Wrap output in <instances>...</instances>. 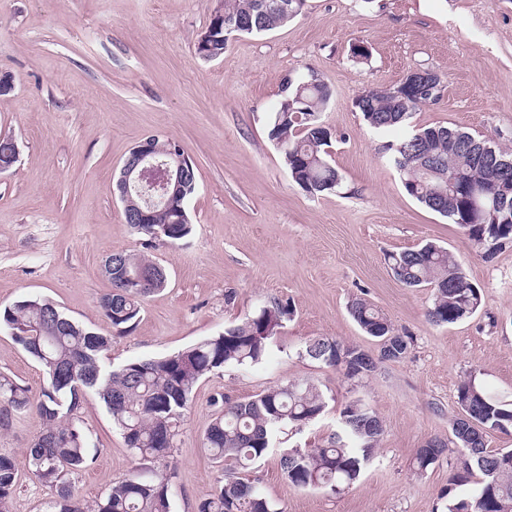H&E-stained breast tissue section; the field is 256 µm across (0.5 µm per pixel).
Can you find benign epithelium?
<instances>
[{
	"label": "benign epithelium",
	"instance_id": "1",
	"mask_svg": "<svg viewBox=\"0 0 512 512\" xmlns=\"http://www.w3.org/2000/svg\"><path fill=\"white\" fill-rule=\"evenodd\" d=\"M410 87L424 93L427 91L441 92L440 77L432 72L421 70L411 71L404 80ZM157 137L149 136L134 147L132 154L122 166L115 189L120 202L127 206L132 200V191L137 185L145 181H153L157 185V203L170 205L172 203L183 206L186 197L183 191V175L189 169L184 164V158L171 154L169 159L159 158V152L155 146Z\"/></svg>",
	"mask_w": 512,
	"mask_h": 512
}]
</instances>
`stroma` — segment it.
I'll return each mask as SVG.
<instances>
[{
    "label": "stroma",
    "instance_id": "stroma-1",
    "mask_svg": "<svg viewBox=\"0 0 512 512\" xmlns=\"http://www.w3.org/2000/svg\"><path fill=\"white\" fill-rule=\"evenodd\" d=\"M223 0H0V71L15 89L0 97V136L15 139L16 165L0 174V307L35 295L111 337L112 367L185 349L283 303L291 314L268 358L249 370L212 373L194 388L170 457L172 512H198L220 477L202 446L216 394L242 400L309 380L323 391V415L279 432L276 451L249 474L278 512H447L458 452L424 473L416 452L448 439L457 389L475 376L512 400V243L485 256L464 229L409 196L388 160L400 130L371 129L354 102L399 84L410 71L437 73L445 90L413 112L407 129L447 126L512 150V0H306L287 25L230 39L205 60L195 44ZM362 45L368 51L353 53ZM315 70L332 91L321 114L332 134L341 184L313 196L290 177L267 136L284 76ZM158 136L179 142L197 173L189 236L146 246L113 195L131 149ZM448 248L481 296L478 311L432 323L430 287L409 288L386 255L426 242ZM147 252L169 275L135 325L119 332L100 307L110 282L106 258ZM362 299L411 338L408 355L379 363L358 382L303 356L327 336L378 355L380 343L349 314ZM0 375L38 397L44 375L10 331L0 329ZM362 400L380 418L379 449L339 495L299 489L277 451L312 448L335 430L345 403ZM93 463L70 475L81 499L102 497L136 466L103 403L89 397L79 418ZM40 423L29 412L0 425V453L14 457L11 512H46L52 488L33 480L25 449Z\"/></svg>",
    "mask_w": 512,
    "mask_h": 512
}]
</instances>
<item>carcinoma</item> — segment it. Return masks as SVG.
<instances>
[{
  "label": "carcinoma",
  "mask_w": 512,
  "mask_h": 512,
  "mask_svg": "<svg viewBox=\"0 0 512 512\" xmlns=\"http://www.w3.org/2000/svg\"><path fill=\"white\" fill-rule=\"evenodd\" d=\"M273 0H224V15L248 25L246 34H260L287 24L298 14L292 4L284 13L271 7ZM305 101L298 110L295 97ZM329 87L310 75L283 79L280 99L269 116L268 138L281 153L292 180L303 190L330 193L341 176L328 160L330 132L319 114L329 101ZM432 103L426 95L409 96L401 88L378 89L358 97L355 107L366 124L387 130L404 124L421 107ZM473 144L488 142L445 126L411 131L395 146L391 162L399 172L406 192L426 208L463 228L469 240L492 254L512 243V168L496 169L493 161L507 157L499 149L488 152L487 162L473 153ZM146 224L132 228L153 243L156 230L173 243L192 231L189 214L171 205L156 204L148 210ZM116 261L129 269H140L148 286L129 288L124 271L115 268L109 279L112 291L101 299V307L112 325L130 328L139 316L145 298L164 289L156 278L158 264L144 253L116 252ZM397 280L407 287L428 286L433 290L428 310L431 322L455 324L472 316L480 306L478 288L467 278L447 249L428 242L417 249L388 255ZM52 302L26 296L0 309V328L40 365L45 384L36 399L5 376H0V420L11 412L32 411L41 430L27 448L31 474L37 482L55 489L48 512H171L169 477L145 474L136 468L114 483L103 498L88 503L74 492L68 475L93 463L86 435L78 425L87 397L97 395L120 430L132 454L143 462L171 456L181 420L198 381L225 367L247 369L262 363L269 354L271 337L260 334L263 321L280 326L290 315L275 303L259 308L242 322L217 336L184 350L160 357L129 362L118 369L105 365L112 338L100 336L69 319ZM351 314L362 331L373 338L389 339L390 353L374 359L353 345L318 336L305 345V354L331 367H340L336 352L351 359L344 370L349 380H361L375 371L379 360L406 357L410 343L396 333L389 319L369 302L352 303ZM457 404L483 430L512 429V403L494 398L473 376L457 390ZM327 402L313 382H293L266 389L245 400L221 399L220 409L204 436V449L216 462L229 466L213 496L198 512H278L275 504L245 477L271 449L281 427L299 429L325 412ZM383 425L373 410L359 400L348 402L340 413L338 430L315 448L280 449L282 475L298 488H319L340 494L361 476L374 456ZM481 449V460L458 462L448 490L470 486L469 492L448 502V512H512V449L487 450L481 436L473 439ZM470 449L456 431L438 448L418 449L414 468L422 473L437 462L449 446ZM17 487L14 460L0 453V512H10Z\"/></svg>",
  "instance_id": "1"
}]
</instances>
